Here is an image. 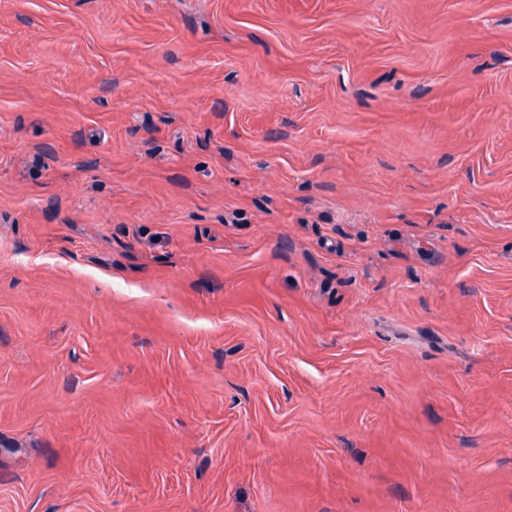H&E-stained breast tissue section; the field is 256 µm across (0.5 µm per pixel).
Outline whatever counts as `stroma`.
Wrapping results in <instances>:
<instances>
[{"instance_id":"stroma-1","label":"stroma","mask_w":512,"mask_h":512,"mask_svg":"<svg viewBox=\"0 0 512 512\" xmlns=\"http://www.w3.org/2000/svg\"><path fill=\"white\" fill-rule=\"evenodd\" d=\"M0 512H512V0H0Z\"/></svg>"}]
</instances>
